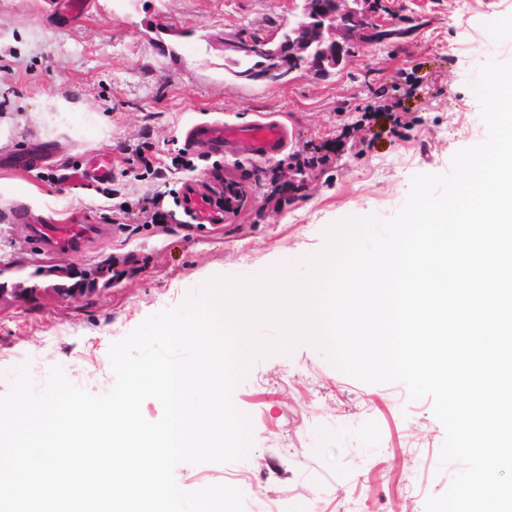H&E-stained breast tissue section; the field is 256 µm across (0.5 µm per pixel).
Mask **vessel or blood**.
Instances as JSON below:
<instances>
[{
  "label": "vessel or blood",
  "instance_id": "b4317fda",
  "mask_svg": "<svg viewBox=\"0 0 512 512\" xmlns=\"http://www.w3.org/2000/svg\"><path fill=\"white\" fill-rule=\"evenodd\" d=\"M184 141L190 147L207 144L215 154L245 151L255 156L272 157L287 147L288 128L279 121L244 125L223 121L196 122L186 129ZM8 219L14 224L29 225L33 235L50 252H80L96 230L95 225L77 218L64 224L50 223L46 217L35 214L29 206L21 202L9 208Z\"/></svg>",
  "mask_w": 512,
  "mask_h": 512
}]
</instances>
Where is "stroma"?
I'll return each instance as SVG.
<instances>
[{"label": "stroma", "mask_w": 512, "mask_h": 512, "mask_svg": "<svg viewBox=\"0 0 512 512\" xmlns=\"http://www.w3.org/2000/svg\"><path fill=\"white\" fill-rule=\"evenodd\" d=\"M300 0H93L76 22L48 14L45 0H0V285L43 268H112L110 285L68 298L39 277L32 292L0 295V395L28 365L35 386L51 367L92 394L115 379L109 350L148 316L181 306L217 276L251 279L320 252L326 229L349 218L393 217L418 174H446L460 149L487 128L474 92L482 65L512 61L499 33L512 0H384L394 36L356 45L327 77L300 69L248 82L224 68V43L267 40L293 23ZM415 85L416 96L404 92ZM405 99L400 125L364 122L377 94ZM69 103L68 112L57 110ZM287 124V152L272 158L217 155L194 147L195 170L171 166L183 129L200 121ZM144 145L180 189L217 188L214 167L244 193L220 224H147L137 201L160 179L125 172V147ZM334 145L330 166L299 175L290 154ZM53 149L50 165L18 157ZM112 155L113 197L60 182L59 167L85 168ZM293 185L288 204L269 201L273 183ZM56 223L90 216L103 227L83 253L46 258L15 201ZM129 210L126 226L115 217ZM251 422L252 447L230 463L181 464L180 487L240 489L244 512H425L459 463L441 464L445 430L431 398L410 400L398 382L367 384L335 368L319 348L255 358L233 393Z\"/></svg>", "instance_id": "stroma-1"}]
</instances>
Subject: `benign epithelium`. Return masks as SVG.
<instances>
[{
    "label": "benign epithelium",
    "mask_w": 512,
    "mask_h": 512,
    "mask_svg": "<svg viewBox=\"0 0 512 512\" xmlns=\"http://www.w3.org/2000/svg\"><path fill=\"white\" fill-rule=\"evenodd\" d=\"M381 0H304L303 12L290 26L288 64L304 67L317 76L339 68L356 37L368 39L376 31Z\"/></svg>",
    "instance_id": "benign-epithelium-1"
}]
</instances>
